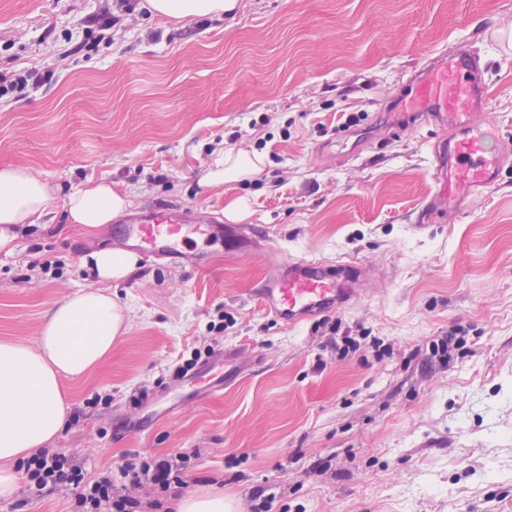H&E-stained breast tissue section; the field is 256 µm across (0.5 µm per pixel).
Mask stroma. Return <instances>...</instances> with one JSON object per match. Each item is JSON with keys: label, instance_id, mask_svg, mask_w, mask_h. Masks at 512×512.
<instances>
[{"label": "stroma", "instance_id": "stroma-1", "mask_svg": "<svg viewBox=\"0 0 512 512\" xmlns=\"http://www.w3.org/2000/svg\"><path fill=\"white\" fill-rule=\"evenodd\" d=\"M111 3L0 0V71L47 74L0 102V167L57 188L55 222L20 225L0 251V341L34 342L47 310L93 285L83 256L159 205L222 224L242 198L256 240L371 275L350 308L285 327L257 304L261 256L217 242L199 265L139 262L112 284L128 328L87 380L65 383L73 419L50 453L89 481L183 456L186 490L223 492L235 512L268 498L272 512H512V166L417 229L438 183L432 133L399 107L429 58L467 44L488 85L477 122L490 149L512 150V0H238L181 20L139 4L85 43ZM229 151L265 166L201 188ZM100 179L130 195L125 214L94 233L59 224L65 195ZM451 329L463 345L444 365L429 344ZM343 336L359 347L338 354ZM208 348L238 375L198 400L172 372ZM143 389L176 414L144 421ZM75 509L74 491L29 480L0 499V512Z\"/></svg>", "mask_w": 512, "mask_h": 512}]
</instances>
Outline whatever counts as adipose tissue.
<instances>
[{
    "label": "adipose tissue",
    "mask_w": 512,
    "mask_h": 512,
    "mask_svg": "<svg viewBox=\"0 0 512 512\" xmlns=\"http://www.w3.org/2000/svg\"><path fill=\"white\" fill-rule=\"evenodd\" d=\"M148 7L174 19L219 17L236 9L237 0H148ZM262 163L258 155L228 152L202 173L199 183L220 187L259 173ZM55 193L32 169L0 168V250L13 243L18 225L45 214ZM131 205L128 195L98 182L70 192L63 210L69 223L93 230ZM87 266L97 280H120L136 270L137 257L102 248L91 253ZM124 323L119 304L92 287L51 308L35 344L0 342V499L19 492L20 461L47 449L65 429L73 404L64 396V383L83 381L105 363Z\"/></svg>",
    "instance_id": "obj_1"
}]
</instances>
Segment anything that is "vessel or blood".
Here are the masks:
<instances>
[{
    "mask_svg": "<svg viewBox=\"0 0 512 512\" xmlns=\"http://www.w3.org/2000/svg\"><path fill=\"white\" fill-rule=\"evenodd\" d=\"M487 105V86L479 57L465 48L437 57L410 83L403 109L421 112L427 123L442 127L444 136L432 145L438 188L418 212V225L432 223L460 188L478 190L495 183L507 156L485 147L484 135L473 124ZM249 228L235 225L217 229L213 224L192 223L189 216L154 208L126 226L124 239L145 261L164 262L181 253L186 241L205 244L223 237L225 251L236 249ZM271 274L257 288L262 310L284 326H294L321 314L346 307L355 284L367 274L364 265L350 263L343 272L313 259H272Z\"/></svg>",
    "mask_w": 512,
    "mask_h": 512,
    "instance_id": "obj_1",
    "label": "vessel or blood"
}]
</instances>
